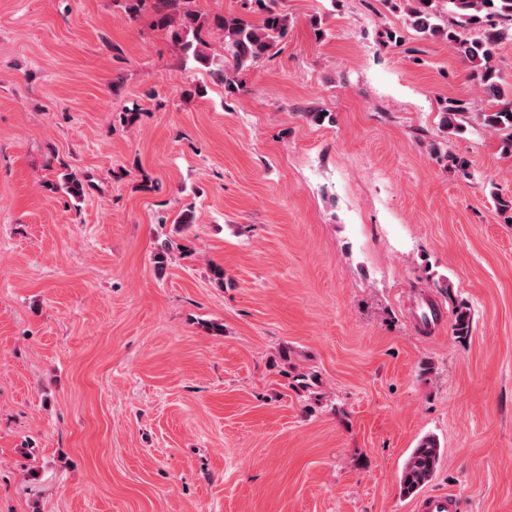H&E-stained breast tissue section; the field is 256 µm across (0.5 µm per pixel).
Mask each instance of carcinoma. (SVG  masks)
Listing matches in <instances>:
<instances>
[{"instance_id":"cac0c4a2","label":"carcinoma","mask_w":512,"mask_h":512,"mask_svg":"<svg viewBox=\"0 0 512 512\" xmlns=\"http://www.w3.org/2000/svg\"><path fill=\"white\" fill-rule=\"evenodd\" d=\"M262 14L260 23L252 24L235 15L205 17L188 8L189 0H127V12L134 14L151 6L157 25L165 29L171 41L185 57L208 68L213 78L229 92L238 89L229 71L245 73L263 59L276 37L287 29V16L281 13L280 0H254ZM411 28L424 38H441L451 44L459 57L473 70L484 94L493 101L492 109L479 114L481 124L498 134L501 151L512 154V95L503 89L494 49L505 40L512 41V0H448V16L443 19L437 0H406ZM217 33L224 40V61L212 65L202 50L206 37ZM465 116L458 104L445 107L441 129L462 128ZM61 189L80 198L81 180L74 174L63 175ZM441 456L437 441L427 436L410 453L401 478V493L417 494L433 478Z\"/></svg>"}]
</instances>
